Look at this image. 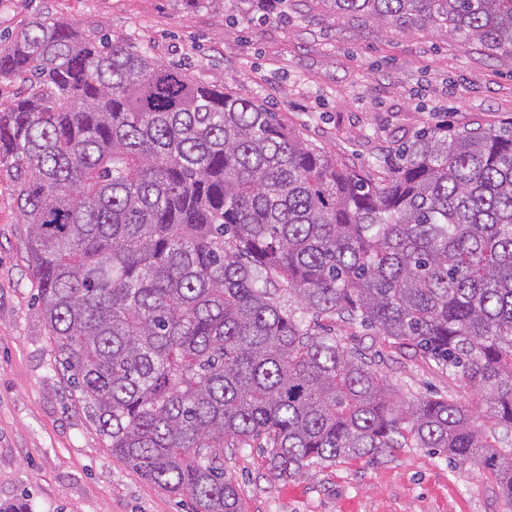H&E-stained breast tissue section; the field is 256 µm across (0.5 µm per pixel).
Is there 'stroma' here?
<instances>
[{
	"mask_svg": "<svg viewBox=\"0 0 512 512\" xmlns=\"http://www.w3.org/2000/svg\"><path fill=\"white\" fill-rule=\"evenodd\" d=\"M252 0H0V45L40 14L89 37L107 33L192 78L260 101L305 141L377 171L420 129H497L512 121V54L418 23L337 16L323 0H280L264 19ZM17 185L0 175V504L28 512H192L115 458L52 352L27 270ZM371 358L399 398L471 388L373 330L323 321ZM243 512H512L493 477L428 448L339 459L282 476L254 445L224 451Z\"/></svg>",
	"mask_w": 512,
	"mask_h": 512,
	"instance_id": "1",
	"label": "stroma"
}]
</instances>
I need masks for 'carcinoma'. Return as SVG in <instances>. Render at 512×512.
<instances>
[{"label":"carcinoma","instance_id":"carcinoma-1","mask_svg":"<svg viewBox=\"0 0 512 512\" xmlns=\"http://www.w3.org/2000/svg\"><path fill=\"white\" fill-rule=\"evenodd\" d=\"M512 53V0H326ZM0 169L63 374L112 455L192 512H242L224 448L281 475L431 448L512 504V129L436 124L378 175L108 34L34 18L0 47ZM478 397L398 401L322 319Z\"/></svg>","mask_w":512,"mask_h":512}]
</instances>
